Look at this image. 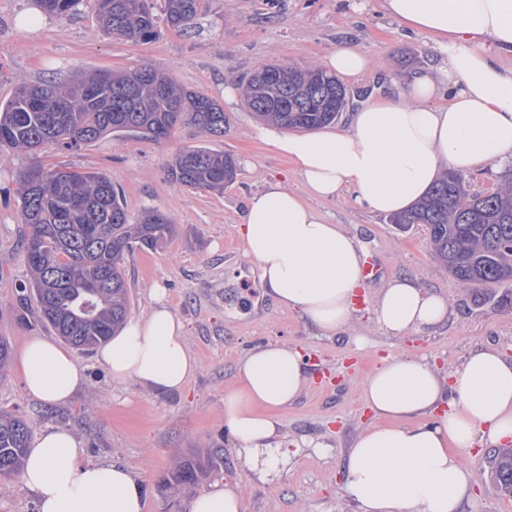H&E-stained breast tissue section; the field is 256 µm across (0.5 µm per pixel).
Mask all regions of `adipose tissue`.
Returning <instances> with one entry per match:
<instances>
[{
  "mask_svg": "<svg viewBox=\"0 0 512 512\" xmlns=\"http://www.w3.org/2000/svg\"><path fill=\"white\" fill-rule=\"evenodd\" d=\"M384 8L409 30L435 36V66L413 72L397 95L365 102L348 126L265 137L315 197L349 193L369 212L394 214L416 204L442 169L512 166V68L497 61L512 53V0H384ZM324 65L354 84L372 60L344 42ZM239 233L275 304L300 310L326 335L345 329L362 284L355 237L277 182L249 198ZM375 314L392 334L424 332L447 320L448 304L400 277L381 288ZM97 358L113 381L154 393L182 392L199 369L160 288L149 315L128 320ZM18 364L48 405L70 399L84 380L70 351L39 336ZM237 372L224 396V426L239 457L266 476L282 456L278 412L306 386L307 364L297 349L267 343L245 353ZM363 390L377 423L343 460L344 488L361 512H462L473 475L460 454L512 442V362L497 351L471 352L448 385L425 357H392L367 374ZM23 480L40 512H146L141 481L117 464L81 462L63 429L36 438Z\"/></svg>",
  "mask_w": 512,
  "mask_h": 512,
  "instance_id": "1",
  "label": "adipose tissue"
}]
</instances>
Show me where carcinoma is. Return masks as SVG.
Here are the masks:
<instances>
[{"label":"carcinoma","instance_id":"carcinoma-1","mask_svg":"<svg viewBox=\"0 0 512 512\" xmlns=\"http://www.w3.org/2000/svg\"><path fill=\"white\" fill-rule=\"evenodd\" d=\"M94 2L103 32L135 42L158 35L154 0ZM164 2L166 22L177 30L191 27L202 11L201 0ZM37 3L49 15H62L79 0ZM341 88L335 76L317 67L270 64L244 79L241 91L264 122L310 130L336 120ZM185 123L222 136L228 121L217 100L150 68L93 73L17 86L0 103V148L38 152L54 144L71 151L131 126L160 141ZM169 174L193 190H222L234 180L236 163L229 153L194 146L174 158ZM16 194L20 221L30 227L24 250L39 316L75 349L108 341L130 311L126 254L161 247L176 226L154 209L129 223L119 190L103 173L36 164L20 174ZM390 221L403 228L423 225L435 258L461 284L493 288L512 282V177L478 196L466 190L462 174L448 171L414 209ZM32 433L26 419L0 412V477L21 473ZM493 475L511 496L512 448L497 453Z\"/></svg>","mask_w":512,"mask_h":512}]
</instances>
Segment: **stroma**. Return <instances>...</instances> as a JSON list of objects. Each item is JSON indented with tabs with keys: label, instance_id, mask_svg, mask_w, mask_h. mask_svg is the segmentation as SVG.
Here are the masks:
<instances>
[{
	"label": "stroma",
	"instance_id": "obj_1",
	"mask_svg": "<svg viewBox=\"0 0 512 512\" xmlns=\"http://www.w3.org/2000/svg\"><path fill=\"white\" fill-rule=\"evenodd\" d=\"M35 0H0V102L17 85L99 71L148 67L185 88L223 101L225 88L271 62L315 66L341 41L353 42L373 60L360 86L349 87V113L378 94L387 75L402 76L432 64L433 41L389 17L382 0H204L194 27L160 24L149 42L112 37L97 28L92 0L63 16H49L33 33L17 18ZM229 124L214 137L181 124L154 142L138 134L107 136L68 152L47 145L34 154L0 151V337L11 362L0 373V411L28 420L34 432L64 428L76 438L86 463L128 468L144 486L147 512H186L188 499L214 485H238L245 512H360L344 490L342 461L353 440L375 419L365 406L363 380L382 359L427 357L440 378L457 371L471 350L494 347L512 360V286L462 287L434 261L424 226L403 229L369 213L350 198L310 199L332 223L356 237L365 258L380 269L360 288L368 306L355 308L349 325L329 336L294 309L274 304L259 286L238 226L246 201L278 182L304 194L288 159L259 134L246 105H227ZM207 146L234 156L238 175L220 191L185 188L168 165L185 148ZM64 165L106 173L118 188L130 222L156 209L177 226L162 248L133 249L125 260L131 317L146 316L154 288L184 325L199 360L184 392L156 394L128 381L114 382L96 351L76 352L85 383L66 403L48 406L28 389L17 360L32 336L53 338L41 323L28 287L22 251L27 225L19 219L15 182L32 164ZM410 276L448 301L447 321L427 333L391 335L378 324L373 301L391 278ZM297 347L309 357V381L298 399L281 410L280 440L288 461L267 479L241 467L224 433V395L234 388L239 359L264 343ZM223 449L216 457L215 449ZM493 449L475 447L461 463L473 474L464 512H512L492 474ZM204 470L197 484L178 486L181 463Z\"/></svg>",
	"mask_w": 512,
	"mask_h": 512
}]
</instances>
